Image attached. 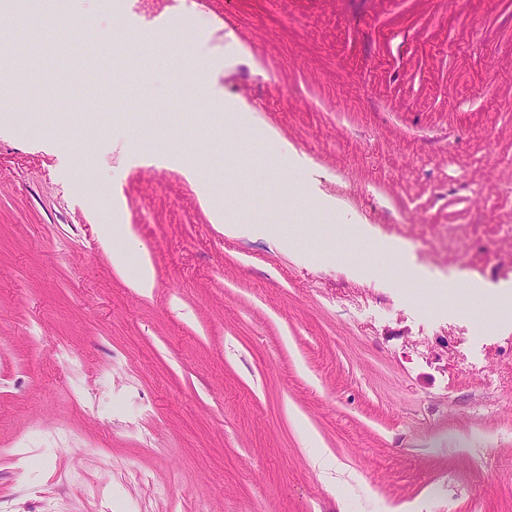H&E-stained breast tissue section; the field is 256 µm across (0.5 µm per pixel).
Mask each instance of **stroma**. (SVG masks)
Returning <instances> with one entry per match:
<instances>
[{"label": "stroma", "instance_id": "35a3bbf8", "mask_svg": "<svg viewBox=\"0 0 512 512\" xmlns=\"http://www.w3.org/2000/svg\"><path fill=\"white\" fill-rule=\"evenodd\" d=\"M55 11L0 0V512H512V318L355 237L512 286V0ZM356 236L362 243L366 244L370 250L380 256L392 260L393 262L403 260V249L400 244L377 239L361 226L356 228ZM407 283L411 288H433L436 294L443 297L458 294L462 297L463 293H466L470 297L483 296L482 288H477L473 284H463L456 278H448V280H430L422 270L414 267H410Z\"/></svg>", "mask_w": 512, "mask_h": 512}]
</instances>
